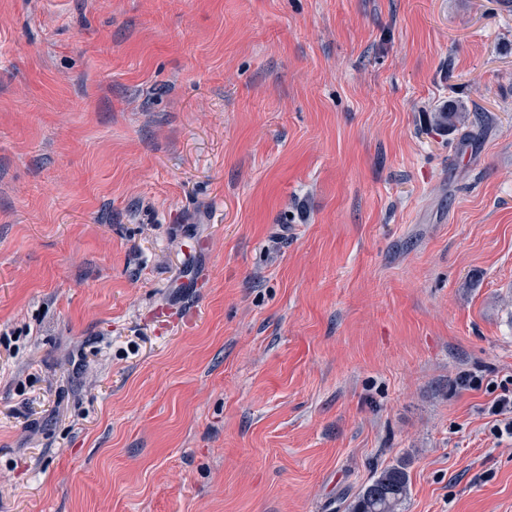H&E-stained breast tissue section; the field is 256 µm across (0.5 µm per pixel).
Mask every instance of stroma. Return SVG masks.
<instances>
[{
    "mask_svg": "<svg viewBox=\"0 0 512 512\" xmlns=\"http://www.w3.org/2000/svg\"><path fill=\"white\" fill-rule=\"evenodd\" d=\"M504 396L512 0H0V512H512ZM490 414L496 417L502 416V419L497 418L498 427L496 432L498 435H503L504 432L512 437V397L497 400L489 410ZM409 495V478L399 465L382 470L361 491L352 512H398Z\"/></svg>",
    "mask_w": 512,
    "mask_h": 512,
    "instance_id": "1",
    "label": "stroma"
}]
</instances>
